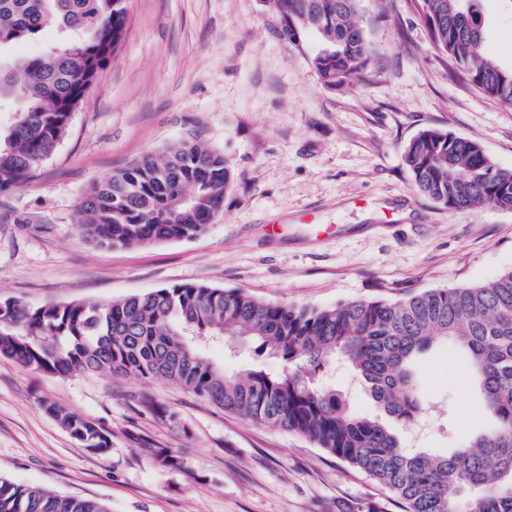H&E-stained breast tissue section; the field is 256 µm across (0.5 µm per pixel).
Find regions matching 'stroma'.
I'll list each match as a JSON object with an SVG mask.
<instances>
[{
    "label": "stroma",
    "instance_id": "stroma-1",
    "mask_svg": "<svg viewBox=\"0 0 512 512\" xmlns=\"http://www.w3.org/2000/svg\"><path fill=\"white\" fill-rule=\"evenodd\" d=\"M128 25L54 155L0 190V301L95 304L182 283L330 307L485 284L512 268V211H454L403 161L426 128L478 141L512 170V105L452 76L414 0H361L364 80L320 85L317 36L291 39L273 0H126ZM486 55L512 64V10L482 0ZM183 140L221 153L224 211L192 239L95 247L79 231L86 190ZM278 222L277 233L267 226ZM465 363L438 341L416 363L427 411L403 445L444 454L487 426ZM325 382L378 408L344 365ZM150 398L156 411L140 404ZM48 399L111 434L95 453L40 407ZM175 451L178 468L154 453ZM0 477L106 501L111 512H401L369 476L304 438L159 379L40 374L0 357Z\"/></svg>",
    "mask_w": 512,
    "mask_h": 512
}]
</instances>
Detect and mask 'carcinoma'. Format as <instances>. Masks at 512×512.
<instances>
[{
	"label": "carcinoma",
	"mask_w": 512,
	"mask_h": 512,
	"mask_svg": "<svg viewBox=\"0 0 512 512\" xmlns=\"http://www.w3.org/2000/svg\"><path fill=\"white\" fill-rule=\"evenodd\" d=\"M360 0H274L285 31L315 33L319 80L341 88L367 69L371 51ZM479 0H416L432 44L484 93L512 104V66L482 54ZM128 24L123 0H0V190L19 186L68 133L72 110L92 92ZM48 31L40 53L15 49ZM404 161L417 188L455 210H512V170L482 146L438 129L409 141ZM231 175L221 154L181 141L115 171L84 193L80 231L100 247L145 245L201 234L224 210ZM192 204L172 213L178 194ZM223 338L282 360L281 374L255 365L224 373L201 344ZM437 340L465 354L467 387L490 424L446 455L409 452L386 419L420 417L413 365ZM0 355L40 373L82 370L163 379L224 410L295 432L365 473L404 512H512V268L485 285L355 300L328 308L272 304L238 289L180 284L107 303L31 307L0 303ZM342 358L386 416H362L316 383ZM41 406L92 452L111 445L101 425L43 399ZM0 512H110L97 499L62 496L0 478Z\"/></svg>",
	"instance_id": "obj_1"
}]
</instances>
